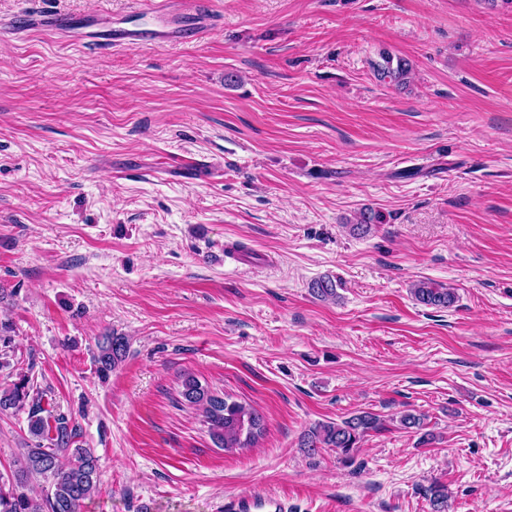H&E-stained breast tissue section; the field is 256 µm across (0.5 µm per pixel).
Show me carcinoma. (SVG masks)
Segmentation results:
<instances>
[{
  "label": "carcinoma",
  "mask_w": 512,
  "mask_h": 512,
  "mask_svg": "<svg viewBox=\"0 0 512 512\" xmlns=\"http://www.w3.org/2000/svg\"><path fill=\"white\" fill-rule=\"evenodd\" d=\"M385 65L379 68L380 78L402 82L409 73V65L398 60L392 65L390 55H383ZM336 281L325 278L312 288L323 299L337 296ZM417 301L429 306L448 307L454 303L455 294L430 280L413 285ZM10 326L0 323V370L11 367L7 348L11 343ZM127 340L110 333L98 342L95 361L98 371L105 375L115 369L126 355ZM183 398L203 406L205 422L215 443L226 449L254 446L265 431L263 417L253 407L232 400L223 394H209L198 380L188 376L182 383ZM46 391L31 384L27 374L0 391V411L14 409L27 412L28 431L33 446L24 449L19 467L6 478L0 475V512H81L85 502L96 493L99 485V458L89 448L73 447L77 427L67 417L44 416L43 400ZM382 428L377 415L362 411L339 423L322 422L311 427L301 438L300 447L311 452L318 448H334L345 461L353 462L354 453L361 440ZM48 441L46 447L43 441ZM40 476L48 482L42 496L33 498L25 491L29 479ZM433 512H445L448 495L443 487L432 483L423 489Z\"/></svg>",
  "instance_id": "obj_1"
}]
</instances>
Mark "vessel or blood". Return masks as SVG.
Masks as SVG:
<instances>
[{"label":"vessel or blood","mask_w":512,"mask_h":512,"mask_svg":"<svg viewBox=\"0 0 512 512\" xmlns=\"http://www.w3.org/2000/svg\"><path fill=\"white\" fill-rule=\"evenodd\" d=\"M133 13L155 19L156 25L148 30L104 29L100 40L113 47L128 48L143 43L165 45L181 39V32L168 28L167 17L172 11L191 13L192 0H177L169 5L168 0H132ZM73 19L64 14L28 12L18 16L10 24L0 23V39L29 34H61L72 28ZM291 505L286 496L275 492L251 490L224 500L223 512H290Z\"/></svg>","instance_id":"b4317fda"}]
</instances>
